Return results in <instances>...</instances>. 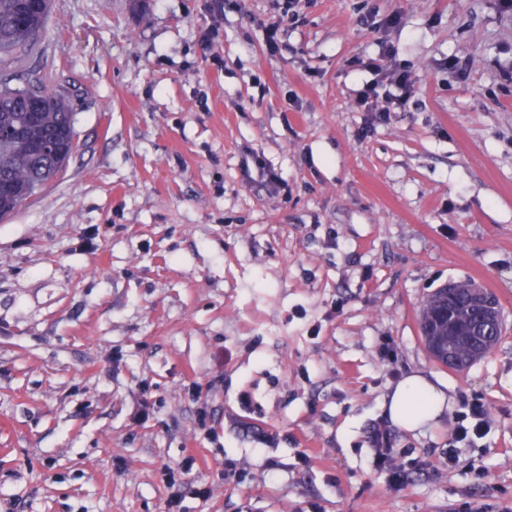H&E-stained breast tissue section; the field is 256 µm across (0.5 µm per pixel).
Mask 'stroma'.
Masks as SVG:
<instances>
[{
	"mask_svg": "<svg viewBox=\"0 0 512 512\" xmlns=\"http://www.w3.org/2000/svg\"><path fill=\"white\" fill-rule=\"evenodd\" d=\"M386 46L413 94L362 111ZM0 71L78 143L0 221V512H512L505 0H50ZM467 280L504 333L456 371L420 312ZM413 372L491 430L392 428L397 484L369 433ZM489 431L488 406L482 397L474 396L467 398L458 411L450 442L470 446L484 439Z\"/></svg>",
	"mask_w": 512,
	"mask_h": 512,
	"instance_id": "1",
	"label": "stroma"
}]
</instances>
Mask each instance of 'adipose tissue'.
<instances>
[{
  "instance_id": "obj_1",
  "label": "adipose tissue",
  "mask_w": 512,
  "mask_h": 512,
  "mask_svg": "<svg viewBox=\"0 0 512 512\" xmlns=\"http://www.w3.org/2000/svg\"><path fill=\"white\" fill-rule=\"evenodd\" d=\"M447 394L428 378L411 373L392 388L383 407L400 429L414 432L438 420L446 407Z\"/></svg>"
}]
</instances>
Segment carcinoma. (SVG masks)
<instances>
[{
  "mask_svg": "<svg viewBox=\"0 0 512 512\" xmlns=\"http://www.w3.org/2000/svg\"><path fill=\"white\" fill-rule=\"evenodd\" d=\"M50 0H0V55L31 44L46 27ZM27 97L0 79V220L65 167L76 140L73 113L65 99L40 87H27ZM449 302L448 329L475 323L468 282L459 281Z\"/></svg>",
  "mask_w": 512,
  "mask_h": 512,
  "instance_id": "cac0c4a2",
  "label": "carcinoma"
}]
</instances>
